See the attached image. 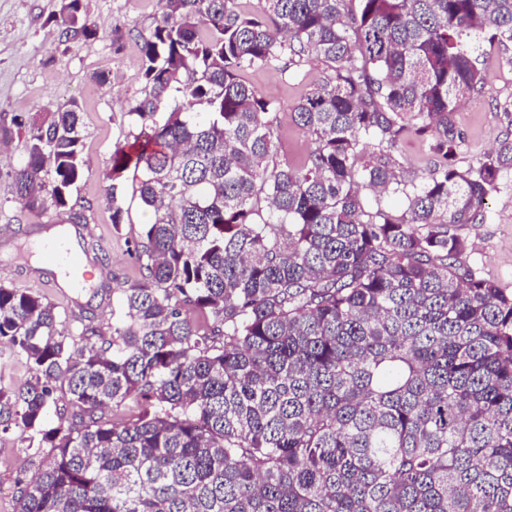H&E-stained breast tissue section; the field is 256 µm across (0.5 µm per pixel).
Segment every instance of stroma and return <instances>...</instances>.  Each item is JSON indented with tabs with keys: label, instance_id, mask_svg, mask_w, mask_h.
<instances>
[{
	"label": "stroma",
	"instance_id": "obj_1",
	"mask_svg": "<svg viewBox=\"0 0 512 512\" xmlns=\"http://www.w3.org/2000/svg\"><path fill=\"white\" fill-rule=\"evenodd\" d=\"M60 0H0V121L22 120L77 101L86 130L87 169L77 196L85 207L87 251L97 275L75 302L48 289L52 268L38 264L31 241L47 225L62 224L65 214L50 209L32 213L13 192L10 172L26 157L25 141L14 138L0 150V277L14 287L40 293L59 312H83L95 322L112 321V291L141 280L133 242L147 221L133 194V176L125 174L120 188L128 211L121 229H114L105 201L104 176L112 166L116 145L125 143L131 126L129 111L144 94L142 37L161 20L165 0H81V13L94 35L60 38L52 18ZM512 69V44L490 49L484 93L466 99L453 114L456 163L465 167L489 152L512 132V114L502 110L512 101V80L499 79L498 70ZM107 73L109 84L96 83ZM329 68L316 59L297 70L266 67L248 76L249 82L279 105L275 136L279 159L300 164L309 142L296 127L292 112L312 83L324 80ZM489 218L483 224L458 228L464 240V260L486 278L512 290V173H505L488 199ZM34 472L31 449L18 432L0 434V512H16V481Z\"/></svg>",
	"mask_w": 512,
	"mask_h": 512
}]
</instances>
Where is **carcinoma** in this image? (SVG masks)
I'll list each match as a JSON object with an SVG mask.
<instances>
[{"label": "carcinoma", "mask_w": 512, "mask_h": 512, "mask_svg": "<svg viewBox=\"0 0 512 512\" xmlns=\"http://www.w3.org/2000/svg\"><path fill=\"white\" fill-rule=\"evenodd\" d=\"M259 2L167 0L143 36L105 198L117 228L131 170L150 220L112 324L0 278V345L29 371L0 383V432L43 449L17 512H512V292L451 231L486 221L512 137L462 168L450 128L512 43V0ZM54 24L94 35L80 0ZM312 57L330 75L294 109L311 143L294 167L245 74ZM409 133L432 160L410 181ZM16 134L24 208L86 220L79 105L0 124L1 144ZM130 398L138 415L111 422Z\"/></svg>", "instance_id": "obj_1"}]
</instances>
